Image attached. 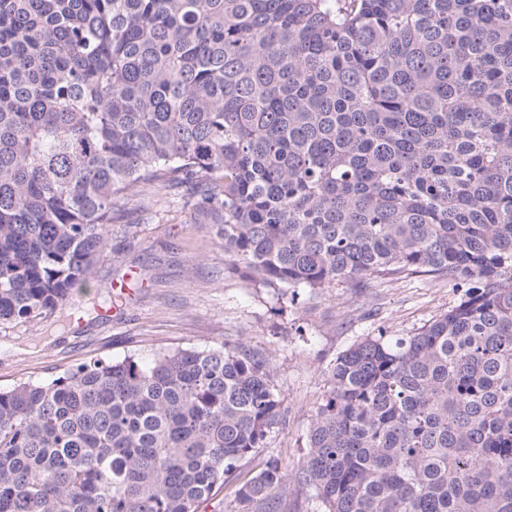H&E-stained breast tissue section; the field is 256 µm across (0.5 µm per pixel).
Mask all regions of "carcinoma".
I'll return each instance as SVG.
<instances>
[{"instance_id":"cac0c4a2","label":"carcinoma","mask_w":512,"mask_h":512,"mask_svg":"<svg viewBox=\"0 0 512 512\" xmlns=\"http://www.w3.org/2000/svg\"><path fill=\"white\" fill-rule=\"evenodd\" d=\"M200 187L260 288L464 289L366 336L286 472L323 512H512V0H0V321L86 287L125 199ZM244 344L0 389V512H201L281 421Z\"/></svg>"}]
</instances>
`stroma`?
<instances>
[{
  "instance_id": "obj_1",
  "label": "stroma",
  "mask_w": 512,
  "mask_h": 512,
  "mask_svg": "<svg viewBox=\"0 0 512 512\" xmlns=\"http://www.w3.org/2000/svg\"><path fill=\"white\" fill-rule=\"evenodd\" d=\"M197 193L169 185L126 201L88 287L37 318L0 322V388L49 381L94 359L147 362L161 351L219 342L273 353L283 418L204 505V512H234V486L268 461L291 472L302 466L306 435L343 351L365 336L412 335L460 293L428 276L318 294L301 289L288 299L281 289L254 287L229 269L213 220L194 207ZM128 273L133 295L114 300L113 282Z\"/></svg>"
}]
</instances>
